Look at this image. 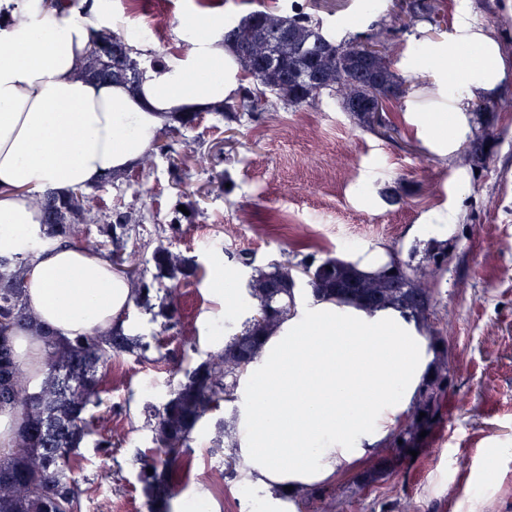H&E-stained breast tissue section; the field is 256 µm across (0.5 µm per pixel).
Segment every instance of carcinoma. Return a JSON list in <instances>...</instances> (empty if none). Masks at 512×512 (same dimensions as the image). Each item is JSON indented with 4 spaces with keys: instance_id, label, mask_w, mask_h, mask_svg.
<instances>
[{
    "instance_id": "1",
    "label": "carcinoma",
    "mask_w": 512,
    "mask_h": 512,
    "mask_svg": "<svg viewBox=\"0 0 512 512\" xmlns=\"http://www.w3.org/2000/svg\"><path fill=\"white\" fill-rule=\"evenodd\" d=\"M224 48L229 51L250 86L241 101L243 110L263 111L270 101L300 108L324 93L340 98L344 111L371 126L367 94L376 90L398 94L401 78L382 53L367 54L351 43L336 42L323 33L320 24L299 12L288 16L275 9L255 10L224 27ZM136 49L121 34L98 31L79 67L82 77L109 79L135 89L141 67ZM196 109L168 113L167 124L192 128L200 120ZM44 216L48 239L78 244L93 253H107L117 268L133 262L126 252L125 236L141 221L134 209L119 207L96 219L88 206V194L77 189L60 197L46 192L36 199ZM101 224V240L83 236L81 224ZM155 274L148 280L129 271L135 288V304L152 310L153 291L165 288L169 302L158 314L173 321L178 286L197 276L196 268L181 254L159 245L152 254ZM251 267L248 301L254 314L242 331L232 335L224 348L186 372L171 389L169 398L148 410L147 425L154 448L140 463L138 479L148 512H168L176 488L193 473L187 455L192 431L208 412L234 399L239 377L254 360L260 339L268 336L288 315L297 276L309 272L305 283L317 297H332L372 311L393 306L418 320L428 318L430 290L424 275L406 271L399 279L387 270L366 276L335 259L296 265L273 262ZM23 260L0 255V412L8 410L19 421L14 445L0 453V512H83L82 495L74 472L80 467L77 450L92 434L89 406H99L102 377L99 371L112 365V358L140 346L139 337L111 329L103 333L58 339L49 336L33 318L24 302ZM29 326L47 349L46 370L39 385L29 371L17 364L8 329L13 324ZM437 364L422 385L408 421L389 440V460L398 461L415 448L420 433L429 429L448 393V348L442 336L429 337ZM426 413L420 417V413ZM153 473H148L147 469Z\"/></svg>"
}]
</instances>
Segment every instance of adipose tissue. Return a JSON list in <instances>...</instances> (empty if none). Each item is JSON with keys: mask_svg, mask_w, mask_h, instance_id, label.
<instances>
[{"mask_svg": "<svg viewBox=\"0 0 512 512\" xmlns=\"http://www.w3.org/2000/svg\"><path fill=\"white\" fill-rule=\"evenodd\" d=\"M108 12V0H81L66 16L51 0H0V255L26 258V304L61 338L126 327L134 289L108 259L46 244L36 195L133 168L168 113L236 88L224 74L220 18L183 25L189 59L145 63L138 93L79 77ZM434 357L424 329L399 309L294 298L233 401L234 453L263 512H297L290 488L334 482L385 446Z\"/></svg>", "mask_w": 512, "mask_h": 512, "instance_id": "1", "label": "adipose tissue"}]
</instances>
